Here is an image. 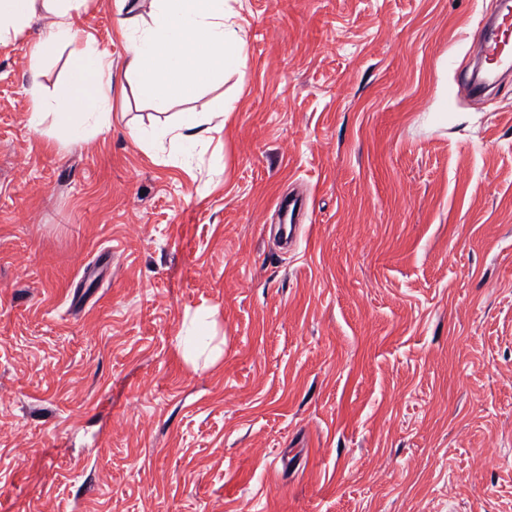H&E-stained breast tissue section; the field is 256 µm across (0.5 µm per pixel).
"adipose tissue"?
Returning a JSON list of instances; mask_svg holds the SVG:
<instances>
[{
  "mask_svg": "<svg viewBox=\"0 0 512 512\" xmlns=\"http://www.w3.org/2000/svg\"><path fill=\"white\" fill-rule=\"evenodd\" d=\"M82 2L0 0V41L22 36L37 14L51 19L43 41L31 49V70L40 68L51 49H71L64 87L50 97L35 83L25 90L31 100L28 127L38 131L51 124L53 137L63 143L108 128L112 110V59L76 28L73 12ZM119 32L126 43V80L139 99L159 108L195 97L203 86L223 79L225 71L242 69L247 62L244 36L224 21V0H150L148 19L121 23ZM235 108L234 100L226 99L215 107L180 113L171 123L133 129L131 135L188 154L222 134L226 116Z\"/></svg>",
  "mask_w": 512,
  "mask_h": 512,
  "instance_id": "adipose-tissue-1",
  "label": "adipose tissue"
}]
</instances>
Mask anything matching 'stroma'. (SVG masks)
<instances>
[{
    "label": "stroma",
    "instance_id": "stroma-1",
    "mask_svg": "<svg viewBox=\"0 0 512 512\" xmlns=\"http://www.w3.org/2000/svg\"><path fill=\"white\" fill-rule=\"evenodd\" d=\"M496 3L225 0L245 68L159 110L85 0L112 118L72 145L25 121L49 18L0 42V512H512V79L463 86ZM227 96L193 158L130 135ZM279 209L281 211L288 212V216L290 219V224H288V236L283 238L285 244L291 245L294 237L296 229L300 226L297 224L298 218L305 214V203L302 197H290L287 199L281 200L279 204Z\"/></svg>",
    "mask_w": 512,
    "mask_h": 512
}]
</instances>
